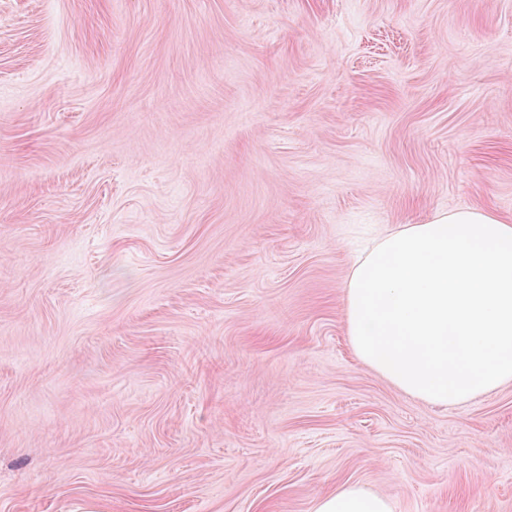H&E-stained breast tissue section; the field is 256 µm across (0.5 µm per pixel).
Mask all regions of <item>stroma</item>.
Returning a JSON list of instances; mask_svg holds the SVG:
<instances>
[{
  "mask_svg": "<svg viewBox=\"0 0 512 512\" xmlns=\"http://www.w3.org/2000/svg\"><path fill=\"white\" fill-rule=\"evenodd\" d=\"M459 209L512 221V0H0V512H512V383L346 332ZM314 512H393V508L386 499L356 484H344L335 492L321 496Z\"/></svg>",
  "mask_w": 512,
  "mask_h": 512,
  "instance_id": "1",
  "label": "stroma"
}]
</instances>
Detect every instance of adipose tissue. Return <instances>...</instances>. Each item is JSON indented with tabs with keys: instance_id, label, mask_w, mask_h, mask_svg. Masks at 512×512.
<instances>
[{
	"instance_id": "ef3b65f1",
	"label": "adipose tissue",
	"mask_w": 512,
	"mask_h": 512,
	"mask_svg": "<svg viewBox=\"0 0 512 512\" xmlns=\"http://www.w3.org/2000/svg\"><path fill=\"white\" fill-rule=\"evenodd\" d=\"M357 357L405 394L448 407L512 382V224L465 209L381 238L345 285ZM314 512H393L355 484Z\"/></svg>"
}]
</instances>
